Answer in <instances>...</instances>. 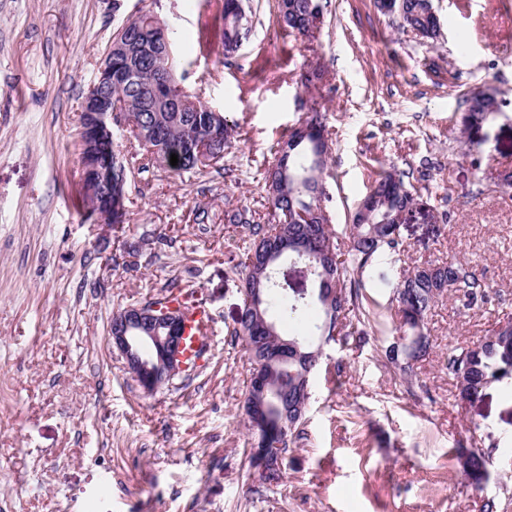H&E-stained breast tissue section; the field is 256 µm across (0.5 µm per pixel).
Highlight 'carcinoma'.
I'll return each mask as SVG.
<instances>
[{
	"label": "carcinoma",
	"instance_id": "cac0c4a2",
	"mask_svg": "<svg viewBox=\"0 0 512 512\" xmlns=\"http://www.w3.org/2000/svg\"><path fill=\"white\" fill-rule=\"evenodd\" d=\"M316 0H282L278 4L279 23L290 34L309 37L317 15ZM401 11L399 27L434 39L439 26L429 13V0H396ZM140 32L147 46L141 58L125 61L113 74L112 105L126 112L130 128L112 127V190L122 185L128 191L133 180L131 168L120 158L118 140L125 135L136 139L138 131L153 133L151 160L160 166L170 165L171 154L178 155L176 172L199 173L211 163L223 159L231 145L232 128L224 117L214 118L213 110L198 99H191L177 82V58L173 46L155 40L160 29L158 19L150 12L126 20ZM248 17L245 0H224V54L238 51L239 40L246 35ZM503 102L494 97L485 98L475 92L467 98L464 123L481 124L501 111ZM220 127V136L210 154L201 159L196 146L208 134L212 124ZM314 126L315 137L303 139L293 129L270 148L273 156L271 168L266 172L265 191L270 201L267 223L255 221L245 207L224 210V223L243 224L254 236L247 248L245 259L237 262L244 270L243 315L236 321L231 335L242 340L251 363H256L260 348L272 353L278 343L272 335H280L278 321L316 310L319 321L313 329L301 336H290L301 351H322V343L339 340L361 342L351 330L349 314L363 309V278L381 249L394 250L399 246V225L393 217L400 211L408 213L418 205V198L409 190L403 177L394 171H383L375 179L365 200H376V206L365 217L361 207L350 215V224L344 228L348 235L347 249L341 248L337 230L331 224L330 214L323 200L327 199L323 185L328 155V135L325 124L317 115L308 120ZM288 234L292 245L305 246L312 239L311 249L299 256L313 267L312 275L319 280L328 274L335 282L336 297L326 306L316 293L307 302H299L288 289L273 285L266 275L257 270L255 259L271 229ZM405 292H395L398 324L394 332L401 340L398 358L385 349L389 364L408 373L410 362L429 354L432 341L425 319L434 302L446 293L452 294L465 307L484 303L489 298L488 285L480 281L468 267L459 261L427 263L416 267L397 283ZM509 315H504L488 329L482 340L448 353V375L455 381L456 401L462 405L481 397L484 388L493 381L512 380V334L498 332V327ZM319 366L307 369L295 359L274 361L267 368L268 414L264 422L255 424L247 420L248 428L270 448L281 447L286 452V437L297 429L302 420L291 426L280 424V410L298 403L295 382L305 377L312 379ZM456 458L466 478L480 482L487 469V460L457 449Z\"/></svg>",
	"mask_w": 512,
	"mask_h": 512
}]
</instances>
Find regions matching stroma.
I'll return each instance as SVG.
<instances>
[{"instance_id": "35a3bbf8", "label": "stroma", "mask_w": 512, "mask_h": 512, "mask_svg": "<svg viewBox=\"0 0 512 512\" xmlns=\"http://www.w3.org/2000/svg\"><path fill=\"white\" fill-rule=\"evenodd\" d=\"M431 42L392 25L375 0H321L314 37L288 35L277 0H250V30L224 55V0H0V512H512V392L490 383L460 407L449 349L512 313V0H432ZM153 12L170 29L185 89L233 125L222 161L178 176L136 141L122 224L82 219V96L123 20ZM322 76L304 83L303 75ZM501 112L467 131L473 90ZM320 110L329 132L325 189L343 228L377 174L397 170L419 198L396 253L378 255L366 295L379 322L323 347L304 423L288 436L284 476L252 491L244 400L250 361L231 335L243 303L248 229L227 207L265 217L269 149ZM480 142L478 159L466 154ZM209 219L198 223L199 211ZM459 259L489 285L471 310L440 297L433 348L410 376L384 349L395 286L380 281ZM192 293L214 322L190 375L152 394L108 341L112 315ZM340 377H332V370ZM489 457L469 485L457 447Z\"/></svg>"}]
</instances>
